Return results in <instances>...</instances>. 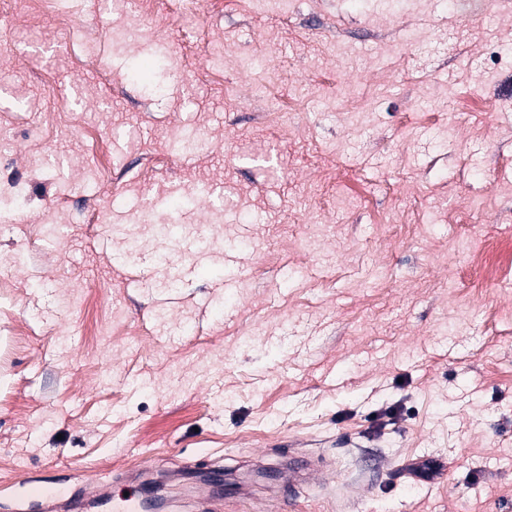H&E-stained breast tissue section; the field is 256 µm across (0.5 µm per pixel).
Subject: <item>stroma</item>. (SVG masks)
Returning a JSON list of instances; mask_svg holds the SVG:
<instances>
[{"label": "stroma", "instance_id": "35a3bbf8", "mask_svg": "<svg viewBox=\"0 0 512 512\" xmlns=\"http://www.w3.org/2000/svg\"><path fill=\"white\" fill-rule=\"evenodd\" d=\"M486 2L70 0L64 29L0 0V195L28 196L0 220V512L33 478L107 512L160 476L190 494L158 512H512V4ZM89 195L99 223L44 236ZM292 453L316 470L284 499Z\"/></svg>", "mask_w": 512, "mask_h": 512}]
</instances>
